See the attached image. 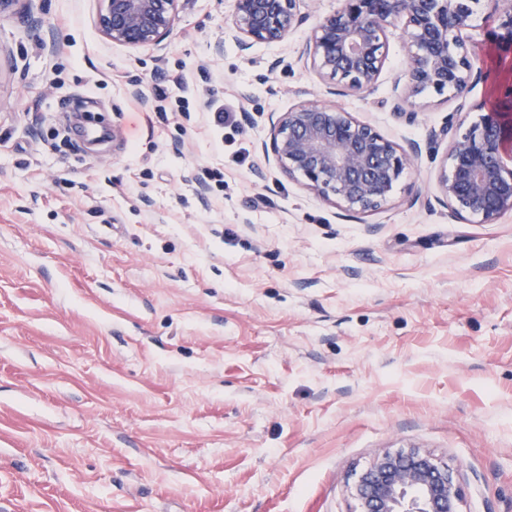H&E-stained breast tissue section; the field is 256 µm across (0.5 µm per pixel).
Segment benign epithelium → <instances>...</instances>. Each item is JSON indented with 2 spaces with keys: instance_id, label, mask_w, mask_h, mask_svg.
<instances>
[{
  "instance_id": "7a95c632",
  "label": "benign epithelium",
  "mask_w": 512,
  "mask_h": 512,
  "mask_svg": "<svg viewBox=\"0 0 512 512\" xmlns=\"http://www.w3.org/2000/svg\"><path fill=\"white\" fill-rule=\"evenodd\" d=\"M181 0H102L100 32L130 46L157 45L171 33ZM315 0H234L231 24L240 51L281 44L303 25ZM496 25L487 31L502 62L512 61V0H492ZM479 0H341L335 13L318 19L302 55L324 80L361 94L378 81L386 59L387 33L403 24L410 41L405 72L394 81L391 111L428 92H447L456 111H482L466 129L444 127L448 153L437 177L453 216L492 224L512 213V78L494 87L495 104L471 105L468 94L482 80L463 32L472 27ZM291 177L347 213L381 207L410 171L419 144L402 148L336 104L302 101L282 113L270 141L262 144ZM356 512H459L455 471L419 449L377 457L353 487Z\"/></svg>"
}]
</instances>
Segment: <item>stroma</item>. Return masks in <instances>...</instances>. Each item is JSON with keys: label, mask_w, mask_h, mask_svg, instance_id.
<instances>
[{"label": "stroma", "mask_w": 512, "mask_h": 512, "mask_svg": "<svg viewBox=\"0 0 512 512\" xmlns=\"http://www.w3.org/2000/svg\"><path fill=\"white\" fill-rule=\"evenodd\" d=\"M99 9L0 13V512H354L359 474L411 448L456 471L459 512H512V213L439 202L455 103L390 112L402 25L343 96L300 56L309 25L244 55L233 0H182L135 47ZM306 99L420 143L381 208L345 215L262 153ZM88 112L119 143H83Z\"/></svg>", "instance_id": "35a3bbf8"}]
</instances>
